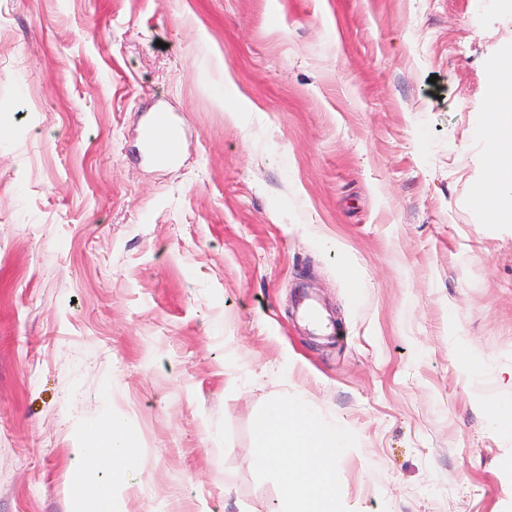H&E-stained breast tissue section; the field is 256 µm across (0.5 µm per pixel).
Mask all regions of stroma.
<instances>
[{
  "label": "stroma",
  "instance_id": "stroma-1",
  "mask_svg": "<svg viewBox=\"0 0 512 512\" xmlns=\"http://www.w3.org/2000/svg\"><path fill=\"white\" fill-rule=\"evenodd\" d=\"M510 53L497 0H0V512H73L114 416L120 512H280L275 399L344 430L335 512H512V223L474 200ZM145 143L153 150L155 161L168 165L182 154L184 142L179 127L167 112L157 111L143 131ZM137 447L125 423L112 417L106 424L86 427L81 442L72 448V459L82 470H109L115 477L141 466Z\"/></svg>",
  "mask_w": 512,
  "mask_h": 512
}]
</instances>
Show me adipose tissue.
Listing matches in <instances>:
<instances>
[{"label": "adipose tissue", "mask_w": 512, "mask_h": 512, "mask_svg": "<svg viewBox=\"0 0 512 512\" xmlns=\"http://www.w3.org/2000/svg\"><path fill=\"white\" fill-rule=\"evenodd\" d=\"M496 132L489 175L499 223L512 222V61L497 69ZM254 431L262 446L261 467L275 468L282 486L283 512H333L338 476L336 455L345 445L343 431L309 405L278 401L257 415ZM74 463L82 470L120 474L139 468L137 442L118 418L91 424L73 448Z\"/></svg>", "instance_id": "ef3b65f1"}]
</instances>
